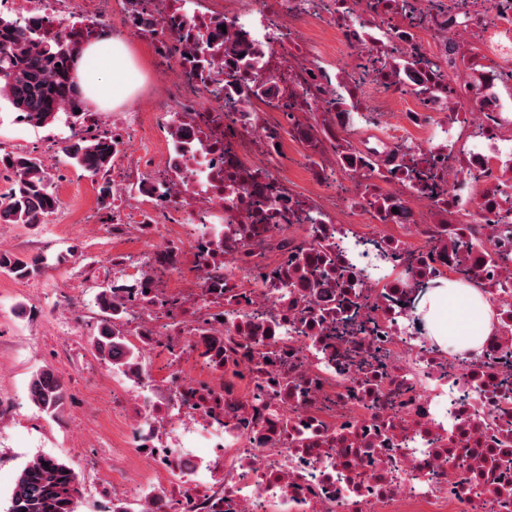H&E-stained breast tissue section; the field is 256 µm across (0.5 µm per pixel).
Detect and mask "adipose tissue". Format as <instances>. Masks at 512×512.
<instances>
[{"instance_id": "adipose-tissue-1", "label": "adipose tissue", "mask_w": 512, "mask_h": 512, "mask_svg": "<svg viewBox=\"0 0 512 512\" xmlns=\"http://www.w3.org/2000/svg\"><path fill=\"white\" fill-rule=\"evenodd\" d=\"M133 60L120 39H99L87 43L77 65V81L87 103L106 108L114 101L109 73H128ZM417 314L428 335L440 345H452L457 352L480 350L497 325L495 310L475 284L445 281L430 289L420 300Z\"/></svg>"}]
</instances>
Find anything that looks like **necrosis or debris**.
I'll use <instances>...</instances> for the list:
<instances>
[{"label":"necrosis or debris","mask_w":512,"mask_h":512,"mask_svg":"<svg viewBox=\"0 0 512 512\" xmlns=\"http://www.w3.org/2000/svg\"><path fill=\"white\" fill-rule=\"evenodd\" d=\"M414 2L0 0L153 49L145 98L70 127L117 140L112 318L142 362L113 409L145 468L81 473L123 512H512V0ZM392 87L426 138L383 134ZM286 116L319 191L278 174ZM449 278L499 315L481 351L415 326ZM308 36L322 51L336 58V32L319 17L311 20Z\"/></svg>","instance_id":"necrosis-or-debris-1"}]
</instances>
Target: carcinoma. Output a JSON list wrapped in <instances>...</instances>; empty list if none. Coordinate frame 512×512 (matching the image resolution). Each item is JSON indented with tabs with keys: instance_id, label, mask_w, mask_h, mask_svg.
Returning a JSON list of instances; mask_svg holds the SVG:
<instances>
[{
	"instance_id": "cac0c4a2",
	"label": "carcinoma",
	"mask_w": 512,
	"mask_h": 512,
	"mask_svg": "<svg viewBox=\"0 0 512 512\" xmlns=\"http://www.w3.org/2000/svg\"><path fill=\"white\" fill-rule=\"evenodd\" d=\"M38 21L26 26L0 17V99L8 101L17 118L34 126H46L61 115L73 122L87 118L85 100L75 80L77 43L60 35L34 32ZM64 151L78 167L102 180V201L112 197L107 174L112 166L114 142L103 136L89 140H68ZM0 166L14 176L9 196L0 201V224L43 223L58 210L53 178L43 163L23 153H0ZM40 255L18 256L0 251V269L19 278L39 273ZM95 303L105 313L92 337V347L104 362L112 363V352L123 361L112 363L120 369L138 363V354L125 336L112 325V288L96 294ZM28 398L50 418L64 411L67 390L50 366L33 374ZM82 480L70 465L52 457L35 456L22 468L5 512H75Z\"/></svg>"
}]
</instances>
